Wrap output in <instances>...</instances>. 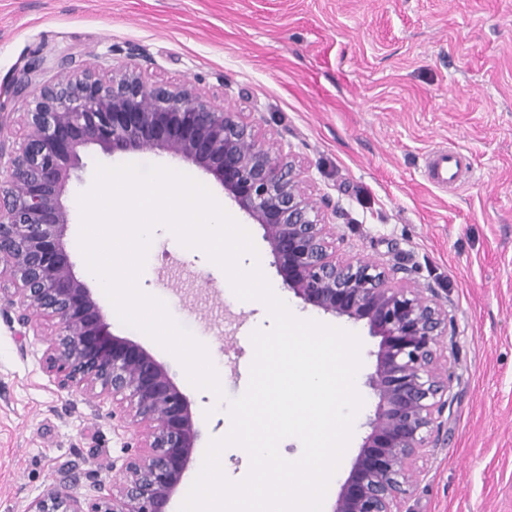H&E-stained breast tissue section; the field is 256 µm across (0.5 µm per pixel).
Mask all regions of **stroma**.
<instances>
[{
    "label": "stroma",
    "mask_w": 512,
    "mask_h": 512,
    "mask_svg": "<svg viewBox=\"0 0 512 512\" xmlns=\"http://www.w3.org/2000/svg\"><path fill=\"white\" fill-rule=\"evenodd\" d=\"M75 59L108 72L136 62L150 81L191 82L234 112L252 113L272 152L307 170L326 201L339 255L406 268L437 291L453 325L443 343L453 375L448 425L406 503L408 512H512V0H0V91L16 68L52 80ZM453 147L469 178L444 190L423 175L429 152ZM80 178L63 202L65 242L77 251L74 203L99 164H122L99 147L82 151ZM133 163L183 171L249 230L267 278L299 317L355 332L360 379L376 364L379 339L365 323L326 314L290 292L264 230L211 175L163 153ZM225 275L157 228L139 282L204 342L228 397L246 389L249 339L270 325L263 306L225 294ZM112 334L171 368L205 440L224 434L225 405L193 388L177 361L113 315L93 288ZM50 327H22L0 309V512L26 505L68 474L83 496L109 487L138 433L112 404L59 388L43 368ZM354 434L324 501L331 512L370 432L367 386Z\"/></svg>",
    "instance_id": "stroma-1"
}]
</instances>
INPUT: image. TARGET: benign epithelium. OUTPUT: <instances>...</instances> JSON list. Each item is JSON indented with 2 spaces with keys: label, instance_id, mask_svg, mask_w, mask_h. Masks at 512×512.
I'll return each mask as SVG.
<instances>
[{
  "label": "benign epithelium",
  "instance_id": "7a95c632",
  "mask_svg": "<svg viewBox=\"0 0 512 512\" xmlns=\"http://www.w3.org/2000/svg\"><path fill=\"white\" fill-rule=\"evenodd\" d=\"M38 76L25 65L14 77L11 95L27 103L25 135L9 155L0 149L7 172L0 181V272L14 284L0 299L25 328L53 321L45 365L58 386L112 399V417L135 425L140 441L118 487L104 493L95 485L81 499L63 480L25 512H168L201 439L170 369L112 334L97 299L73 273L62 195L88 145L112 157L165 153L212 175L263 228L296 297L363 321L381 337L366 381L376 398L371 432L331 512H403L419 461L439 447L448 423L442 342L452 319L434 289L396 278L383 263L337 257L336 225L308 193L304 169L272 154L251 116L225 109L191 83H151L129 66L103 78L70 63L52 81L39 85Z\"/></svg>",
  "mask_w": 512,
  "mask_h": 512
}]
</instances>
